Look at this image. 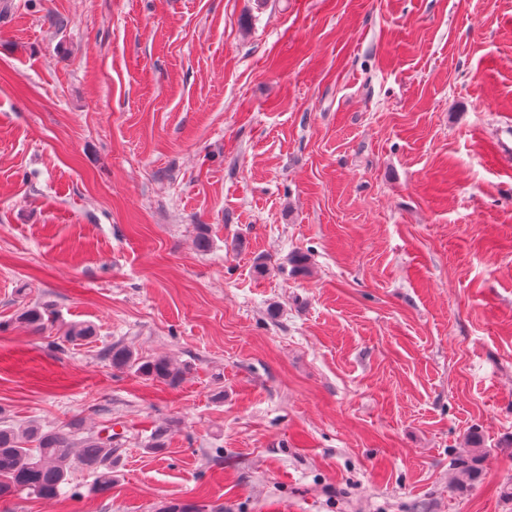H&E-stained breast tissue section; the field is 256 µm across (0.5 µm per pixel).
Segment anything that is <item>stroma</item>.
Returning a JSON list of instances; mask_svg holds the SVG:
<instances>
[{"instance_id":"35a3bbf8","label":"stroma","mask_w":512,"mask_h":512,"mask_svg":"<svg viewBox=\"0 0 512 512\" xmlns=\"http://www.w3.org/2000/svg\"><path fill=\"white\" fill-rule=\"evenodd\" d=\"M73 419L111 491L0 512H512V0H0V424ZM106 358L114 369L124 370L137 366V370L144 376L163 381L170 386L178 385L187 371L185 365L174 364L166 356H159L139 364L130 349L118 345H112L107 350ZM470 448L468 452V458H461L457 463V478L456 485L466 486L471 484L477 476V462L481 459L483 454V448Z\"/></svg>"}]
</instances>
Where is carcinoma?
Masks as SVG:
<instances>
[{
	"label": "carcinoma",
	"instance_id": "carcinoma-1",
	"mask_svg": "<svg viewBox=\"0 0 512 512\" xmlns=\"http://www.w3.org/2000/svg\"><path fill=\"white\" fill-rule=\"evenodd\" d=\"M112 368L137 370L170 386L178 385L187 371L184 365L159 356L139 363L133 352L113 345L106 352ZM118 449L112 447V433H85L77 420L66 427L44 429L29 425L21 430L0 428V500L18 492H27L41 498H55L63 488L73 498L82 495L71 486V472L83 467L94 476L95 491L106 493L112 489V457ZM483 449H469V457L457 463L456 485L471 484L477 476V462Z\"/></svg>",
	"mask_w": 512,
	"mask_h": 512
}]
</instances>
